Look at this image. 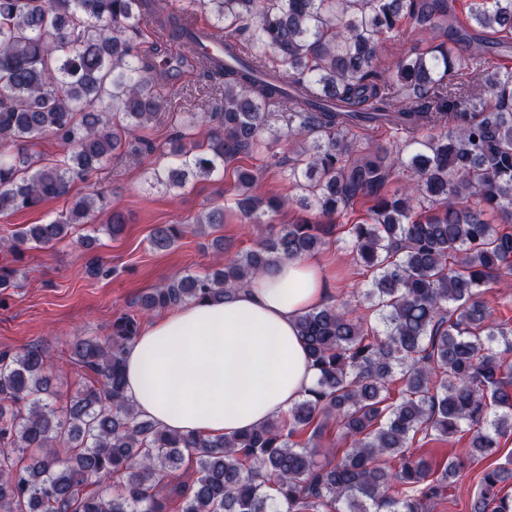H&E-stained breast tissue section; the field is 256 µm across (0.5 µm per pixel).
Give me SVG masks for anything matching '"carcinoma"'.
I'll return each instance as SVG.
<instances>
[{
	"label": "carcinoma",
	"instance_id": "obj_1",
	"mask_svg": "<svg viewBox=\"0 0 512 512\" xmlns=\"http://www.w3.org/2000/svg\"><path fill=\"white\" fill-rule=\"evenodd\" d=\"M147 9V0H0L1 215L68 195L115 155L154 150L136 136L169 118L156 66L138 49ZM198 10L226 50L246 42L249 52L236 67L196 60L220 94L215 111L175 127L176 162L148 171L146 183L178 190L262 155L288 173L296 196L265 198L260 169H236L237 209L264 234L212 272L154 288L105 341L73 338L84 384L65 405L43 349L0 353V512H432L465 460L498 455L512 433V324L493 319L483 299L512 269V68L489 60L490 46L512 37V0H466L463 20L453 0H185L174 38L197 40L185 19ZM462 31L475 34L465 55ZM387 39L410 49L382 70ZM277 101L287 111H266ZM201 122L204 140L194 133ZM375 126L405 139L370 152L352 132ZM46 135L66 147L51 161L31 149ZM284 136L298 143L286 161L271 152ZM293 204L303 216L274 223ZM363 205L366 217L352 218ZM104 207L97 191L75 196L0 248L16 262L32 245L89 252L96 237H76V227L124 229L119 212L97 223ZM339 218L369 288L349 310L332 303L300 316L315 387L237 436L170 433L140 418L123 371L140 317L222 298L282 259L312 255ZM223 223L216 206L195 230ZM183 233L158 224L150 245L168 250ZM18 272L0 265L1 294L19 287ZM332 422L340 444L325 445ZM462 432L464 458L439 464L413 447L420 434ZM189 469L195 478L181 481ZM114 475L115 485L99 486ZM510 479L511 456L489 465L470 512H512L502 494Z\"/></svg>",
	"mask_w": 512,
	"mask_h": 512
}]
</instances>
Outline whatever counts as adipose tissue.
<instances>
[{"mask_svg":"<svg viewBox=\"0 0 512 512\" xmlns=\"http://www.w3.org/2000/svg\"><path fill=\"white\" fill-rule=\"evenodd\" d=\"M332 296L319 263L301 257L224 299L164 312L126 350V394L141 418L173 432L261 426L315 386L297 321Z\"/></svg>","mask_w":512,"mask_h":512,"instance_id":"adipose-tissue-1","label":"adipose tissue"}]
</instances>
